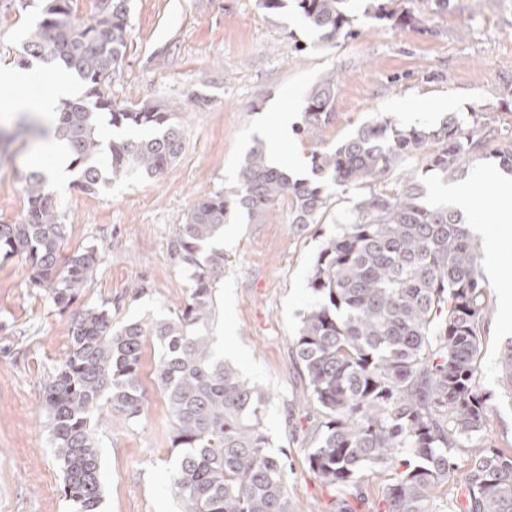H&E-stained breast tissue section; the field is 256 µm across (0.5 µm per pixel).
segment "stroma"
Instances as JSON below:
<instances>
[{
	"label": "stroma",
	"mask_w": 512,
	"mask_h": 512,
	"mask_svg": "<svg viewBox=\"0 0 512 512\" xmlns=\"http://www.w3.org/2000/svg\"><path fill=\"white\" fill-rule=\"evenodd\" d=\"M408 13L393 20L358 17L355 36L320 40L293 8L271 15L259 0H133L128 46L112 84L116 100L164 105L181 124L186 147L163 175H134L98 194L75 181L52 194L67 226L62 253L94 246L101 261L77 306L105 305L113 321L153 319L183 308L190 283L171 247L179 224L200 197L231 194L256 146L272 150L279 132L268 118L289 106L301 118L311 86L338 71L333 117L318 130L293 133L310 173L312 152L334 146L377 115L402 125L436 123L449 113L477 114L493 143L512 138V0H384ZM39 0H0V65L16 66L21 37ZM204 106L191 103V96ZM43 133L29 131L0 148V221L20 218L24 177L47 168ZM356 190H334L320 223L298 227L280 203L257 219L231 211L217 245L224 276L205 329L226 363L269 395L263 426L285 465L297 512H385L390 474L364 472L359 489L336 492L311 472L307 455L319 413L306 404L303 369L292 341L299 318L319 297L308 286L324 238L347 212ZM482 255L487 310L481 322L476 389L487 400L489 447L512 454V400L497 369L512 339V309L501 286L512 283V230L465 212ZM30 263L0 254V512H69L63 473L51 442L41 392L70 343V312L28 285ZM143 293H135V286ZM157 347L140 368L147 404L138 423L101 417L100 512H180L166 480L176 461L170 415L156 386Z\"/></svg>",
	"instance_id": "obj_1"
}]
</instances>
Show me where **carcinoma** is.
I'll return each instance as SVG.
<instances>
[{"label": "carcinoma", "mask_w": 512, "mask_h": 512, "mask_svg": "<svg viewBox=\"0 0 512 512\" xmlns=\"http://www.w3.org/2000/svg\"><path fill=\"white\" fill-rule=\"evenodd\" d=\"M292 2L321 40L353 34L350 0ZM130 9L131 0H98L80 18L72 0H41L39 20L18 51L20 64L61 66L83 86L62 103L56 135L87 194L134 173L159 176L185 149L168 109L124 105L112 93ZM335 93L333 73L311 87L300 130L329 123ZM105 117L116 129L150 134L105 143ZM480 128L455 114L411 127L377 116L312 153L308 178L272 166L263 147L254 148L239 169L237 190L196 200L176 231L173 256L190 276L184 308L118 327L105 308H73L101 257L83 246L60 259L66 224L46 174L28 173L21 217L0 223V252L25 255L30 286L59 310H72L68 352L41 396L71 512H99L95 428L104 413L132 421L142 415L138 370L149 340L159 346L155 378L178 449L170 488L181 512H293L284 466L268 451L262 425L268 394L217 357L204 333L224 276V251L213 243L233 209L254 219L285 200L288 223L318 224L331 186L363 193L321 244L309 288L323 301L303 313L293 340L308 397L325 417L308 454L311 471L337 490L358 487L363 469L394 472L384 487L388 512H512V455L496 449L471 460L455 496L443 502L436 495L457 466L455 449L484 442L487 404L474 377L486 283L463 215L425 202L422 182L402 172L403 162L419 158L424 171L456 180L489 156L511 171L512 144L488 152L490 137ZM498 365L512 395V341Z\"/></svg>", "instance_id": "cac0c4a2"}]
</instances>
